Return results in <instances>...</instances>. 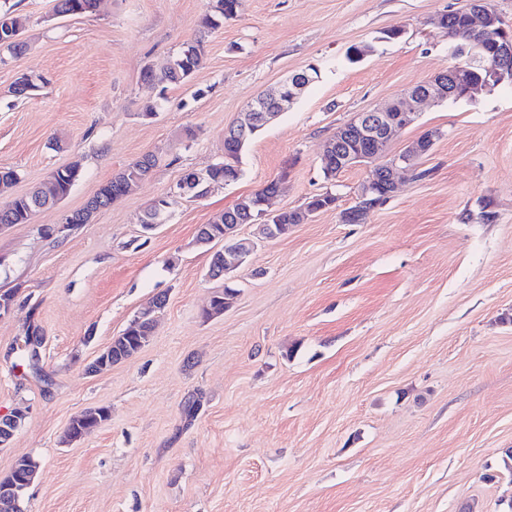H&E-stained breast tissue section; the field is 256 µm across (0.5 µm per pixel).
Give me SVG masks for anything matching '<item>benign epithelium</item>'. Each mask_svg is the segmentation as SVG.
Masks as SVG:
<instances>
[{"label": "benign epithelium", "mask_w": 512, "mask_h": 512, "mask_svg": "<svg viewBox=\"0 0 512 512\" xmlns=\"http://www.w3.org/2000/svg\"><path fill=\"white\" fill-rule=\"evenodd\" d=\"M456 39L461 44L463 63L435 74L419 86L405 90L382 107L357 113L350 121L338 127L327 140L321 161L328 163L332 159L336 160L338 175L361 165L372 169L384 168L385 183L379 185L370 178L358 191V201L367 210L378 208L380 199H388L396 192L399 172L414 168L419 155L432 148L439 132H431L424 142L417 139L408 143L395 157L383 158V147L416 124L426 106L451 98L469 97L473 92L489 87L487 81L469 84L463 81V72L467 70L468 64L478 58V52L490 50V58L484 60L489 78L512 80V21H506L488 5L487 0H470L469 8L464 11V24L457 31ZM309 81L310 77L305 73L294 74L283 80L277 88L259 94L238 114L236 122L224 131V135L232 134L244 140L255 128L267 126L279 113L262 109L261 102L274 97L281 108L285 103L294 101L309 85ZM354 135L363 140L365 149L358 152L344 151V146ZM250 248L252 243L242 240L238 248L224 252V279L229 281L234 278L235 271L249 256L247 250Z\"/></svg>", "instance_id": "1"}]
</instances>
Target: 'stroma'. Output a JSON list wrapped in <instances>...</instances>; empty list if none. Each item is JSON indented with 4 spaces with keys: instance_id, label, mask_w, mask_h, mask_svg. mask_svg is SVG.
Wrapping results in <instances>:
<instances>
[{
    "instance_id": "stroma-1",
    "label": "stroma",
    "mask_w": 512,
    "mask_h": 512,
    "mask_svg": "<svg viewBox=\"0 0 512 512\" xmlns=\"http://www.w3.org/2000/svg\"><path fill=\"white\" fill-rule=\"evenodd\" d=\"M24 55L0 63V168L28 192L53 170L81 178L58 206L0 229V415L23 425L0 447V477L33 457L24 512H512V86L429 106L388 147L440 136L397 193L358 224L345 210L369 174L326 180L325 141L456 64L436 19L468 0H242L203 31L209 0H100L58 16L54 0H11ZM398 28L402 35L384 39ZM204 35L182 84H144L145 66ZM353 45L369 46L359 62ZM319 77L242 155V178L185 199L148 241L139 217L189 169L224 157V130L262 91ZM23 73L35 91L15 98ZM157 108L144 117L146 106ZM147 153L151 175L92 223L65 212ZM282 179L272 210L336 203L255 248L223 315L200 225ZM167 306L132 358L87 373L98 352L157 294ZM43 344L22 366L30 326ZM204 407L191 426L181 406ZM110 417L81 441L83 412ZM83 415L86 422L82 423L81 420H73L67 428V435L70 434L77 436L84 430L90 429L98 422L103 423L107 421L110 416L109 409L107 407H98L85 412Z\"/></svg>"
}]
</instances>
